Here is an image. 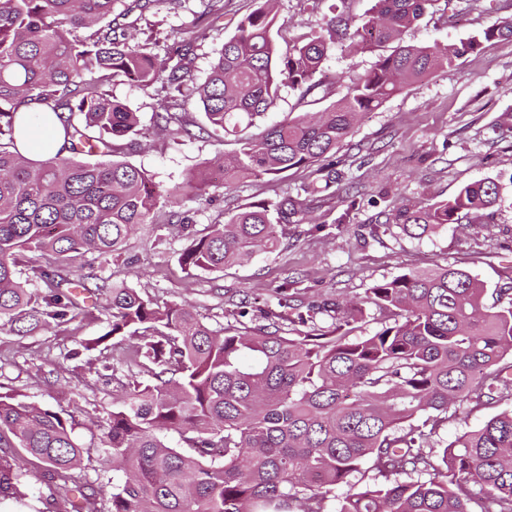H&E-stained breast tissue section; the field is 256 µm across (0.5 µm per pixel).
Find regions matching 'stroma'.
Masks as SVG:
<instances>
[{
    "instance_id": "stroma-1",
    "label": "stroma",
    "mask_w": 512,
    "mask_h": 512,
    "mask_svg": "<svg viewBox=\"0 0 512 512\" xmlns=\"http://www.w3.org/2000/svg\"><path fill=\"white\" fill-rule=\"evenodd\" d=\"M490 3L489 10L477 11L468 8L467 0H435L405 40L413 45L456 43L512 17V0ZM374 4L276 0L278 21L287 33L278 49L287 53L290 36L327 34L332 17L358 18ZM259 5L260 0H224V15L217 19L209 12V0H162L138 17V41L165 55L175 48L177 32L195 22L212 24L211 38L197 44L192 54L191 75L200 83L225 37ZM389 52L386 46L377 53L356 52L348 42H337L323 64L321 88L304 96L282 87L271 110L257 118V127L324 111L379 55ZM112 94L137 112L141 129L136 145L116 144L117 158L145 168L164 187L181 184L196 171L210 182L205 194L180 205L193 219L187 229L140 225L120 254L93 261L98 277L125 282L158 306L190 305L214 328L253 327L262 324V311L276 307V288L295 277L294 299L307 320L305 329L317 335L335 322L332 302L361 299L367 288L409 271L459 268L491 290L512 278V39L486 43L480 52L464 55L454 67L434 72L363 114L333 155L341 181L333 191L308 197V220L283 225L277 251L255 254L217 272L179 265L180 253L196 232L224 223L252 204L294 196L306 186L319 189L330 168L322 161L289 171L276 182L252 177L223 187L212 160L235 149L233 137L189 139L160 130L155 112L169 100L162 83L118 81ZM488 177L498 182L500 196L493 218L485 223L465 218L416 239L385 221L386 212L402 204L448 200L463 186ZM105 306L104 296L85 299L66 320L23 336L0 325V395L69 414L75 435L89 441L93 421L111 411L115 394L128 380L118 354L130 349L129 337H117L113 356L84 348L107 331ZM510 409L512 395L493 409L461 406L432 439L434 455L464 432L480 428L495 411ZM23 491L22 500L1 504L0 512H62L70 497L64 486L50 482L33 465Z\"/></svg>"
}]
</instances>
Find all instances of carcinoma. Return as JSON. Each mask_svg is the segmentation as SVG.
I'll list each match as a JSON object with an SVG mask.
<instances>
[{
  "label": "carcinoma",
  "mask_w": 512,
  "mask_h": 512,
  "mask_svg": "<svg viewBox=\"0 0 512 512\" xmlns=\"http://www.w3.org/2000/svg\"><path fill=\"white\" fill-rule=\"evenodd\" d=\"M117 0H0V320L31 332L77 308L78 288L107 295L109 330L93 350L129 332L145 341L129 359L148 382L125 384L120 404L84 446L49 407L0 395V501L15 498L26 470L41 465L72 486V512H326L327 493L349 486L339 512H512V410L489 418L443 449L427 443L448 411L497 404L512 390V301L486 304L487 288L454 268L411 271L377 283L360 303L336 307L331 330L281 335L278 321L239 332L210 328L185 304L163 309L122 282L88 283L86 254L123 250L139 224L159 223L160 200L200 196L195 174L165 189L146 169L110 159L114 142H134L139 120L112 96L116 81L164 80L215 131L235 136L221 159L224 187L244 177L281 179L328 157L360 116L436 70L496 39L512 38V18L458 44L405 42L435 0H376L369 15L332 21L329 36L299 34L279 55L272 0L224 39L204 82L190 74L194 43L209 32H180L159 56L130 44L112 19ZM355 50H393L317 119L248 129L290 85L308 94L336 38ZM31 103L51 107L63 144L32 159L16 147V118ZM157 125L195 136L162 104ZM499 197L487 178L447 201L403 204L388 224L421 236L463 218L480 221ZM302 203L286 195L257 203L193 236L179 255L188 270L217 271L279 244V227L298 222ZM37 251L40 258L24 261ZM385 317L372 335L354 336L365 306ZM249 354L251 366L241 363ZM177 436V445L167 434ZM97 450L112 478L87 487L85 461ZM386 479L356 487L363 466Z\"/></svg>",
  "instance_id": "cac0c4a2"
}]
</instances>
